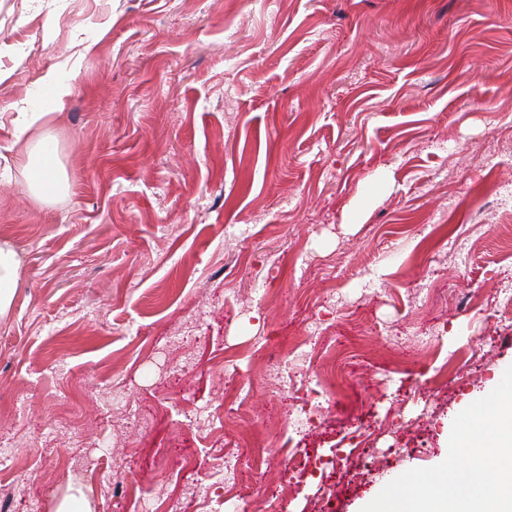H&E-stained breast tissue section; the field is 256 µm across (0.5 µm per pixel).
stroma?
I'll return each mask as SVG.
<instances>
[{
  "instance_id": "35a3bbf8",
  "label": "stroma",
  "mask_w": 512,
  "mask_h": 512,
  "mask_svg": "<svg viewBox=\"0 0 512 512\" xmlns=\"http://www.w3.org/2000/svg\"><path fill=\"white\" fill-rule=\"evenodd\" d=\"M511 189L512 0H0V512H359L436 466L512 365ZM14 122L15 143L28 139L26 162L23 166L27 174L28 187L39 197L51 196L63 191L64 183L57 172V160L45 135L34 139L33 130L44 124L48 112L22 106ZM21 260L7 242H0V317H4L12 304Z\"/></svg>"
}]
</instances>
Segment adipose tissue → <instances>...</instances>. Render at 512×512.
Segmentation results:
<instances>
[{
    "label": "adipose tissue",
    "instance_id": "ef3b65f1",
    "mask_svg": "<svg viewBox=\"0 0 512 512\" xmlns=\"http://www.w3.org/2000/svg\"><path fill=\"white\" fill-rule=\"evenodd\" d=\"M46 117L45 112L22 106L14 122L15 140L27 141L28 150L23 169L29 188L40 197L62 192L64 184L57 172V160L46 137H33V130L40 128Z\"/></svg>",
    "mask_w": 512,
    "mask_h": 512
}]
</instances>
